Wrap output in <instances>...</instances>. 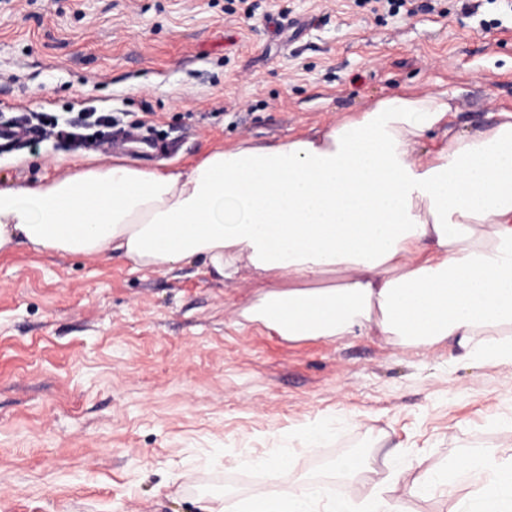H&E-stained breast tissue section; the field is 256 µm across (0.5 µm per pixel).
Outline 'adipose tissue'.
I'll return each mask as SVG.
<instances>
[{
  "instance_id": "ef3b65f1",
  "label": "adipose tissue",
  "mask_w": 512,
  "mask_h": 512,
  "mask_svg": "<svg viewBox=\"0 0 512 512\" xmlns=\"http://www.w3.org/2000/svg\"><path fill=\"white\" fill-rule=\"evenodd\" d=\"M443 93L391 95L325 131L243 140L174 169L116 158L38 185L0 187V254L120 257L135 269L195 262L268 286L242 318L289 341L379 336L404 349L457 345L512 366V113L466 132ZM444 136L434 150L424 138ZM414 478L381 476L366 451L336 458L360 503L316 482L239 500V512H395L394 494L456 496L455 512H512V459L471 448Z\"/></svg>"
}]
</instances>
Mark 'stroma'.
<instances>
[{
  "label": "stroma",
  "instance_id": "35a3bbf8",
  "mask_svg": "<svg viewBox=\"0 0 512 512\" xmlns=\"http://www.w3.org/2000/svg\"><path fill=\"white\" fill-rule=\"evenodd\" d=\"M0 0V113L92 105L177 145L165 168L244 139L324 131L387 95L448 94L474 130L512 111V0ZM43 140L0 156V187L111 162ZM257 281L185 264L0 256V512H205L256 491L253 460L295 452L282 490L368 450L412 480L492 445L512 457V367L451 344L282 339L239 321ZM325 436L308 447L311 430Z\"/></svg>",
  "mask_w": 512,
  "mask_h": 512
}]
</instances>
